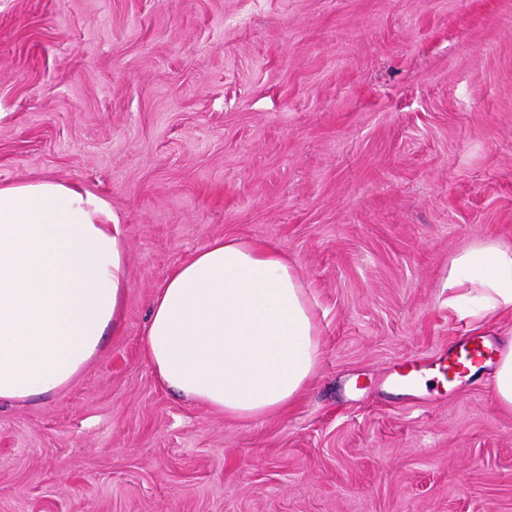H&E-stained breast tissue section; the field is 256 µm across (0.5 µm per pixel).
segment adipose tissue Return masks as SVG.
<instances>
[{"label": "adipose tissue", "mask_w": 512, "mask_h": 512, "mask_svg": "<svg viewBox=\"0 0 512 512\" xmlns=\"http://www.w3.org/2000/svg\"><path fill=\"white\" fill-rule=\"evenodd\" d=\"M127 287L122 231L103 199L52 181L0 184V400L71 383L115 323ZM463 319L512 308V249L467 245L448 274ZM144 355L160 382L230 418L293 402L313 375L318 331L302 278L273 246L217 238L152 298ZM494 368L512 410V344L466 363Z\"/></svg>", "instance_id": "obj_1"}]
</instances>
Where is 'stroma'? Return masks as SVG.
<instances>
[{
	"mask_svg": "<svg viewBox=\"0 0 512 512\" xmlns=\"http://www.w3.org/2000/svg\"><path fill=\"white\" fill-rule=\"evenodd\" d=\"M74 183L126 242L122 319L0 402V512H512V410L431 372L483 328L458 250L512 248V0H0V183ZM301 273L320 357L235 420L164 388L153 295L215 238Z\"/></svg>",
	"mask_w": 512,
	"mask_h": 512,
	"instance_id": "1",
	"label": "stroma"
}]
</instances>
